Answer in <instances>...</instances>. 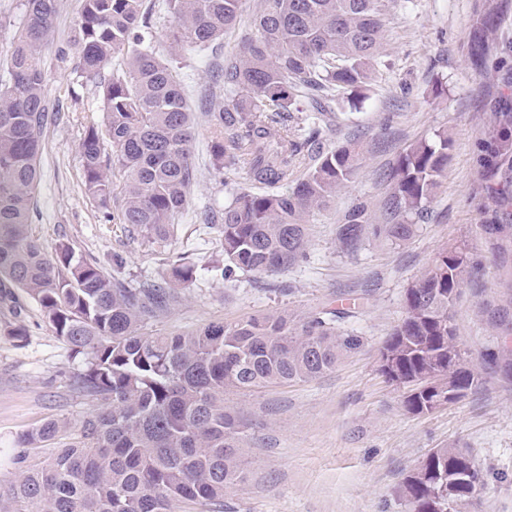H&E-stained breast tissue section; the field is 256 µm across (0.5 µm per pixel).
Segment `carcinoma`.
I'll return each instance as SVG.
<instances>
[{"label":"carcinoma","instance_id":"carcinoma-1","mask_svg":"<svg viewBox=\"0 0 512 512\" xmlns=\"http://www.w3.org/2000/svg\"><path fill=\"white\" fill-rule=\"evenodd\" d=\"M385 0H264L242 51L224 61L220 94L205 102L211 150L221 168H244L258 190L232 194L221 217L224 262L214 277L239 270L276 274L307 253V223L347 187L359 160L352 145L318 152L303 173L311 136L295 134L284 114L301 99L333 111L336 91L364 90L384 49ZM244 0H161L173 20L168 56L154 46L156 18L145 0H80L70 46L75 71L99 84L105 123H91L79 144L86 194L107 223L128 224L167 246L171 224L196 180L194 111L178 64L236 27ZM61 0H23L10 53L0 63V283L25 293L82 363L70 386L92 408L73 423L50 419L17 436L13 477L0 489V512H224V491L244 482L247 423L224 395L273 383L305 382L332 371L361 345L340 330L344 313L323 309L211 323L189 335L141 332L176 302L174 289L127 281L123 262L108 274L67 243L47 252L30 234L41 180L43 135L56 104L45 92L43 49ZM118 54L124 66L101 80ZM279 126L277 136L271 129ZM448 134L409 145L384 178L391 185L380 224L357 202L336 227L338 250L356 253L373 236L399 244L417 230L448 165ZM490 158L512 175V134L501 133ZM123 175L119 184L115 174ZM120 197L111 210L112 198ZM481 261L455 244L405 294L407 316L383 348L387 380L407 389L404 408L434 411L429 384L444 377L461 396L484 384L464 357L450 310ZM171 278L188 282L193 263L180 257ZM484 489L465 449L435 448L402 479L408 512H468Z\"/></svg>","mask_w":512,"mask_h":512}]
</instances>
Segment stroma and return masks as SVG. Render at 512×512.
Here are the masks:
<instances>
[{
  "label": "stroma",
  "mask_w": 512,
  "mask_h": 512,
  "mask_svg": "<svg viewBox=\"0 0 512 512\" xmlns=\"http://www.w3.org/2000/svg\"><path fill=\"white\" fill-rule=\"evenodd\" d=\"M258 0H246L241 20L223 39L183 61L196 108L193 154L197 181L156 248L125 224H107L82 186L79 143L86 126L103 118L100 91L74 73L68 48L80 0H62L54 37L43 55L46 90L60 114L43 137L41 182L31 233L45 250L68 242L76 254L125 277L168 283L170 264L184 255L196 277L178 284V303L144 326L146 334L183 333L212 322L284 312L304 316L324 308L348 310L345 330L364 344L317 379L230 394L248 424V478L224 493V512H407L397 489L404 475L435 448L468 450L485 481L474 512H512V375L490 369L485 385L444 409L415 416L403 392L377 370L383 341L405 316V292L445 246L463 242L482 266L459 290L451 310L466 357L481 363L501 331L494 313L512 285V238L488 239L506 189L503 173L483 161L500 127L496 100L512 96V0H387V54L365 94L337 92L336 124L325 148L349 142L359 150L352 182L309 218L308 257L288 271L235 272L214 278L221 259L220 227L204 216L223 209L235 189L250 188L244 170L218 172L210 123L200 109L227 58L239 54ZM499 13L483 65L468 47L487 9ZM448 133L451 147L441 186L411 240L369 239L353 255L336 249V226L356 200L379 210L389 192L382 174L410 144ZM24 324L18 340L8 331ZM76 368L67 345L43 320L37 304L0 293V474H8L18 435L51 418L78 419L89 410L69 385Z\"/></svg>",
  "instance_id": "obj_1"
}]
</instances>
